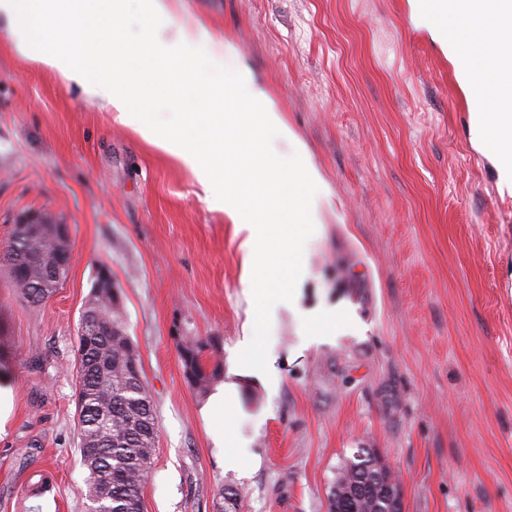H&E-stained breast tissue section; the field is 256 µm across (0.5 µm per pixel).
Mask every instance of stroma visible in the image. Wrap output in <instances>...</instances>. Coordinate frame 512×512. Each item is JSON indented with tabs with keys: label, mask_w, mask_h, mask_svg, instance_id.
Masks as SVG:
<instances>
[{
	"label": "stroma",
	"mask_w": 512,
	"mask_h": 512,
	"mask_svg": "<svg viewBox=\"0 0 512 512\" xmlns=\"http://www.w3.org/2000/svg\"><path fill=\"white\" fill-rule=\"evenodd\" d=\"M412 0H179L174 22L225 37L283 110L329 195L308 242L304 307L348 302L362 330L309 343L263 315L270 390L242 377L235 424L261 458L226 473L180 337L224 382L248 302L241 238L191 171L0 25V247L16 218L66 224L61 288L33 305L0 265V512H86L76 337L106 268L158 417L144 512H327L360 448L406 512H512V195L472 141L475 110L447 44ZM49 496L28 497L26 484Z\"/></svg>",
	"instance_id": "1"
}]
</instances>
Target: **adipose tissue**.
Instances as JSON below:
<instances>
[{
    "label": "adipose tissue",
    "instance_id": "ef3b65f1",
    "mask_svg": "<svg viewBox=\"0 0 512 512\" xmlns=\"http://www.w3.org/2000/svg\"><path fill=\"white\" fill-rule=\"evenodd\" d=\"M124 2L0 0V21L7 24L22 56L39 61L114 112L122 124L190 170L208 199L223 205L242 238L245 292L255 312L281 308L298 312L316 336L352 330L341 311L297 309L298 290L309 274L302 255L320 222L315 190L323 177L289 129L276 101L256 81L251 68L236 61L231 42L216 37L201 22L191 26L173 23L177 0H142L144 14L162 21L163 27L137 46L126 45L120 27ZM479 4L478 10L463 9L441 20L448 41L476 57L482 49L470 37L475 28L495 23L501 32L512 30V0H479ZM104 26L112 32V45L109 67L101 72L82 48ZM202 68L211 87L223 88L224 111L209 113L202 123L196 113H183V126L196 130L191 137L181 129L166 130L152 122L148 107L156 97L177 94L182 103L192 101L193 76ZM472 99L478 111L475 142L494 152L501 143L512 142V121H504L496 95L476 91ZM255 132L275 136L289 146V153L270 147L250 152L243 165L225 167V151L246 143ZM275 258L287 264V279L268 275L267 267ZM237 357L249 362L255 379L268 384L275 381V361L262 356L256 324H248ZM230 373V379L209 397L203 415L216 427L215 441L224 450L225 471L239 473L245 460L237 449L233 422L241 410L236 382L240 371L234 367Z\"/></svg>",
    "mask_w": 512,
    "mask_h": 512
}]
</instances>
